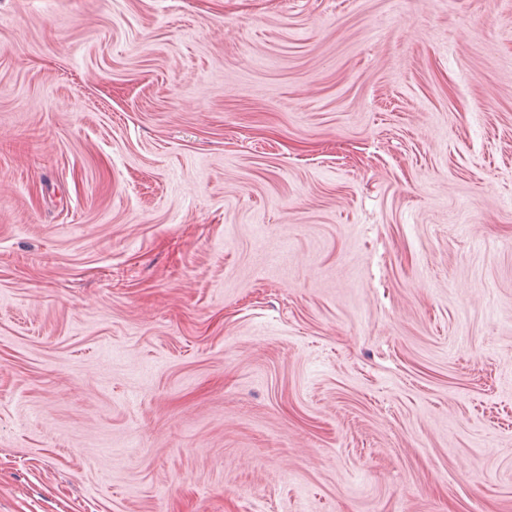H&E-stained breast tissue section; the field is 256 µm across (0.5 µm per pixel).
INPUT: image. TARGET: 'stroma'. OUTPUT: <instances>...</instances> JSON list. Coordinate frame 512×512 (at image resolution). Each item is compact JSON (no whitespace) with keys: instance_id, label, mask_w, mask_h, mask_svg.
<instances>
[{"instance_id":"stroma-1","label":"stroma","mask_w":512,"mask_h":512,"mask_svg":"<svg viewBox=\"0 0 512 512\" xmlns=\"http://www.w3.org/2000/svg\"><path fill=\"white\" fill-rule=\"evenodd\" d=\"M0 512H512V0H0Z\"/></svg>"}]
</instances>
